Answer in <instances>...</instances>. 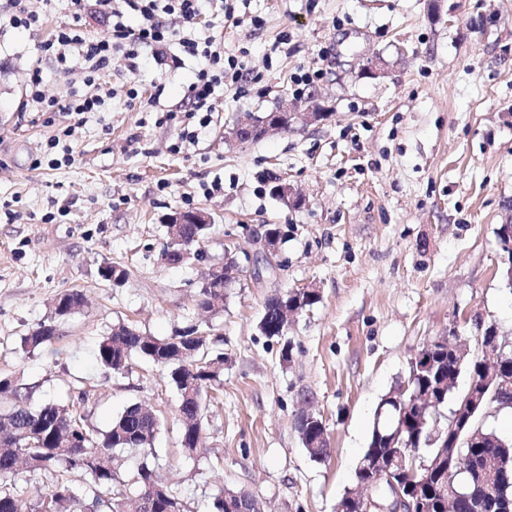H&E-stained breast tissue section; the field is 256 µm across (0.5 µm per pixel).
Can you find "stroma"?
I'll use <instances>...</instances> for the list:
<instances>
[{"mask_svg":"<svg viewBox=\"0 0 512 512\" xmlns=\"http://www.w3.org/2000/svg\"><path fill=\"white\" fill-rule=\"evenodd\" d=\"M42 25L0 28V375L33 388L32 403H72L104 431L129 404L157 410L156 475L191 512H212L224 491L246 492L266 512H336L357 484L374 411L426 343L456 334L475 340L495 326L512 342V288L499 276L496 229L512 202V0H237V23L215 18L197 34L244 56L247 93L225 90L194 145L174 154L180 106L200 59L144 54L130 74H102L112 92L82 124L64 114L21 113L33 67L49 97L89 93L80 60L61 72L38 46L69 19L66 0H28ZM381 56L385 73L363 74ZM321 71L310 93L330 112L258 141L228 135L252 114L293 96V76ZM137 87V99L127 91ZM163 93L147 101L155 87ZM175 111L163 121L164 111ZM73 126L74 160L34 167L49 137ZM286 179L305 199L286 208L272 193ZM209 211L213 229L184 265L164 262L166 221ZM280 228L279 269L244 272L224 309L203 316L202 277L224 259V243L255 255L262 225ZM124 267L121 284L101 266ZM318 288L320 302L288 330L294 349L258 330L267 299ZM87 303L67 317L64 291ZM55 322L58 338L23 352V336ZM206 322L224 354L208 391L205 438L179 445V395L143 358L123 374L96 361V345L126 324L166 337ZM322 417L330 457L309 458L297 416Z\"/></svg>","mask_w":512,"mask_h":512,"instance_id":"35a3bbf8","label":"stroma"}]
</instances>
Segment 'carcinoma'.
<instances>
[{"instance_id":"cac0c4a2","label":"carcinoma","mask_w":512,"mask_h":512,"mask_svg":"<svg viewBox=\"0 0 512 512\" xmlns=\"http://www.w3.org/2000/svg\"><path fill=\"white\" fill-rule=\"evenodd\" d=\"M217 292L218 289L211 287L200 289L199 308L211 314L224 310V303H212ZM295 295L297 291L289 290L282 296L276 294L269 298L262 320L273 324L281 299L293 300ZM81 299L78 291L58 294L55 314L62 317L73 313L80 308ZM200 333L198 326L191 325L171 336L158 338L122 325L103 337L96 350L100 364L116 374L127 371L135 358H145L167 369L180 395L177 410L180 445L189 452L196 451L194 436L203 428L204 395L219 381V374L209 371L210 365L224 362V354L213 351L210 344H193L191 335ZM57 337L54 323H42L23 338V346L35 350ZM433 355L452 379L479 373V360L468 356L458 369L448 361L443 345ZM0 397L10 401L9 408L0 413V512H83L85 507L97 512H141L139 500L150 497L154 498L152 512H191L187 502L157 479L155 465L148 460L139 465L131 479L136 489L115 487L118 475L113 467L114 450L140 451L146 457L151 453L161 426L153 409L133 403L112 419L107 430L100 432L88 427L84 416L65 405L46 402L32 407L31 387L11 377H0ZM472 427L479 444H461L459 453L463 458L455 461L446 480L430 478L420 485V491L433 503V512H447L445 501L450 494L455 496L456 512H497L498 500H512V484L504 488L468 481V473L478 470L505 471L512 477V438H504L485 427L478 416L473 419ZM371 436L359 461L363 470L371 465L375 453L398 452L396 448L375 447L376 431H371ZM301 441L312 460L323 462L329 457L328 445L315 428L304 429ZM21 464L31 471L47 473L52 479L48 493L33 504L16 492ZM75 471L90 476L88 488L81 495L67 478Z\"/></svg>"}]
</instances>
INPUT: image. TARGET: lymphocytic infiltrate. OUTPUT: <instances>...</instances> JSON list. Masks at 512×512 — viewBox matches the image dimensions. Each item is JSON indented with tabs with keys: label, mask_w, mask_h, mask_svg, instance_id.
I'll list each match as a JSON object with an SVG mask.
<instances>
[{
	"label": "lymphocytic infiltrate",
	"mask_w": 512,
	"mask_h": 512,
	"mask_svg": "<svg viewBox=\"0 0 512 512\" xmlns=\"http://www.w3.org/2000/svg\"><path fill=\"white\" fill-rule=\"evenodd\" d=\"M71 20L58 26L50 38L40 45L42 55L55 57L59 64L76 57L82 60L85 81L93 85L100 81L102 72L112 63L123 64L129 71H137L142 49L166 48L179 45L182 53L204 59V66L188 86L185 110L189 116L207 126L215 110L216 95L225 86H241L247 78V68L236 56H228L215 37L197 40L191 30L207 16L233 19L235 8L225 0H123L121 8H113L112 0H95L99 11L108 15L111 28L107 36L90 38L81 24L86 0H69ZM42 71L33 68L22 111L65 112L81 116L99 111L104 105L103 92L48 100L40 86Z\"/></svg>",
	"instance_id": "f902f5d3"
}]
</instances>
